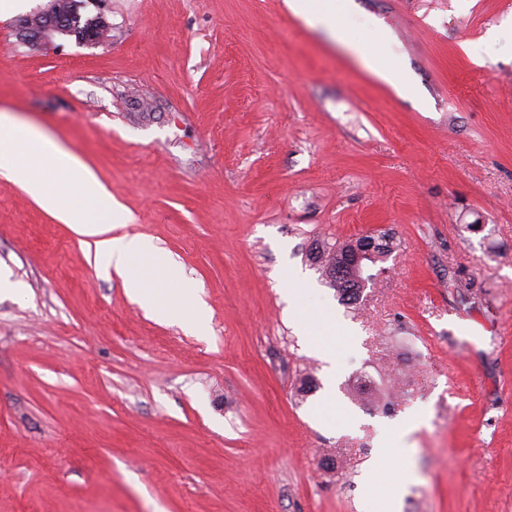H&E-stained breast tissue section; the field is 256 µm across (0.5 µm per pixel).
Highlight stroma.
Here are the masks:
<instances>
[{"mask_svg": "<svg viewBox=\"0 0 512 512\" xmlns=\"http://www.w3.org/2000/svg\"><path fill=\"white\" fill-rule=\"evenodd\" d=\"M44 5L0 15V111L82 159L211 331L144 311L0 176V512H361L380 489L394 512H512V40L486 38L512 0L337 18L405 61L426 110L284 0H82L108 40L23 43ZM383 232L397 250L345 304L312 249ZM292 273L336 320L335 381ZM418 412L382 481L383 437Z\"/></svg>", "mask_w": 512, "mask_h": 512, "instance_id": "35a3bbf8", "label": "stroma"}]
</instances>
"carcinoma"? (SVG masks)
Returning <instances> with one entry per match:
<instances>
[{"label": "carcinoma", "mask_w": 512, "mask_h": 512, "mask_svg": "<svg viewBox=\"0 0 512 512\" xmlns=\"http://www.w3.org/2000/svg\"><path fill=\"white\" fill-rule=\"evenodd\" d=\"M371 240L376 242L377 247L367 261L374 264L392 253L393 237L383 234L373 236ZM362 242L363 239L360 238L354 242L326 245L312 256L322 268L326 284L335 289L341 300L346 302L357 298L370 281V277L363 276L362 271L354 264L355 249Z\"/></svg>", "instance_id": "cac0c4a2"}]
</instances>
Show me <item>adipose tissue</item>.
<instances>
[{
	"mask_svg": "<svg viewBox=\"0 0 512 512\" xmlns=\"http://www.w3.org/2000/svg\"><path fill=\"white\" fill-rule=\"evenodd\" d=\"M284 3L310 27L332 32L337 17L347 13L352 0ZM346 48L364 68L396 91H415V79L400 58L376 61L354 41L347 42ZM0 126L9 131L8 137L0 140V175L17 181L34 199L53 208L62 222L92 239L98 263L122 276L134 300L189 332H201L206 304L198 290L183 287L175 263L155 269L154 277L164 282L160 289L151 286V279L132 274L133 264L152 257L156 247L145 237L116 235V228L125 222L123 211L85 163L57 140L32 125L17 122L9 113L0 114ZM168 285L176 287L180 304H170L164 291Z\"/></svg>",
	"mask_w": 512,
	"mask_h": 512,
	"instance_id": "1",
	"label": "adipose tissue"
}]
</instances>
